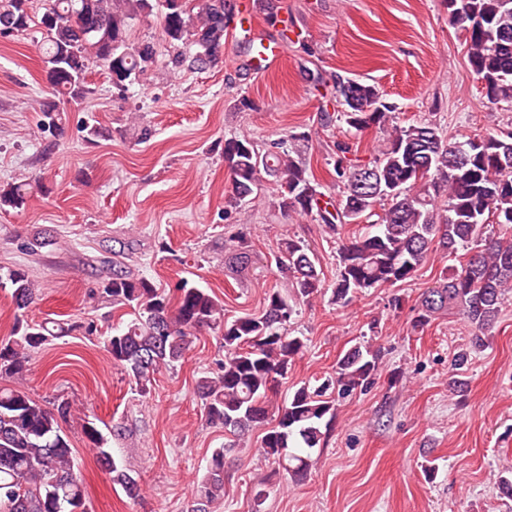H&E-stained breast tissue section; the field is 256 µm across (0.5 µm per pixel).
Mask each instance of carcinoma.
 <instances>
[{
    "instance_id": "cac0c4a2",
    "label": "carcinoma",
    "mask_w": 512,
    "mask_h": 512,
    "mask_svg": "<svg viewBox=\"0 0 512 512\" xmlns=\"http://www.w3.org/2000/svg\"><path fill=\"white\" fill-rule=\"evenodd\" d=\"M450 22L463 33L468 63L491 104L512 103V0H446ZM231 0H46L33 11V0H0V37L21 34L30 25L43 35L42 62L53 96L81 101L89 94L86 74L94 67L123 86L143 75L158 50L134 44L132 22L161 19L162 41H189L198 51L187 60L172 59L176 68L217 64L224 54ZM336 97L345 106L347 124L363 130L386 127L393 106L381 100L376 86L342 74L332 75ZM43 132H62L56 101L38 102ZM224 164L232 181L230 204L240 207L263 176L276 189L273 209L281 214L316 213L331 232L342 224L377 216L363 233L343 242L337 252L332 301L346 304L370 288L403 282L437 244L450 254H474L422 294L414 327L429 324L449 307L459 310L473 329L479 348L499 316L505 292L512 290V238L486 234L490 224L512 227V132L487 133L464 140L445 139L437 127L416 123L395 127L381 155L368 164L348 167L336 161V177L345 191L327 199L311 180L299 150L283 138L262 153L246 136L224 140ZM29 184L0 190V210L24 208ZM446 198V215L435 201ZM381 213L374 214L376 204ZM228 264L250 261L246 240L228 245ZM277 269L291 278L294 296L309 300L326 293L314 253L301 240L282 242ZM17 314L11 335L0 342V378L23 373L31 351L71 331L65 323H30L25 310L35 301L36 285L22 270H10ZM102 297L127 306L134 318L104 340L114 365L132 380L141 395L151 393L155 375L184 362L193 333L218 329L224 359L198 378L194 394L207 422L241 436L268 416L276 402L278 378L303 348L298 336L284 333L296 314L288 297L274 289L258 314L224 318V304L205 288L180 280L173 293L135 274L123 250L112 251V273L102 283ZM380 351L354 346L338 362L337 377L319 385L303 383L276 407L275 425L262 438L263 451L295 479L306 476L310 450L324 447L336 417L330 392L350 395L375 383ZM72 415L70 402L47 407L20 387L0 386V512H78L84 509L80 475L61 424ZM97 464L113 483L135 499L142 485L131 470L117 463L107 437L93 423L84 425ZM226 447L213 450L196 490V512H208L224 496Z\"/></svg>"
}]
</instances>
